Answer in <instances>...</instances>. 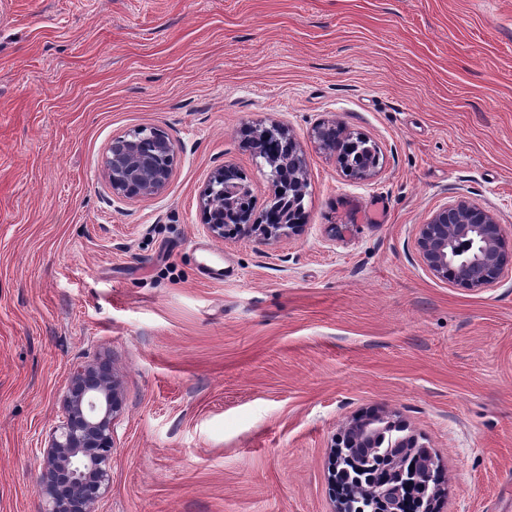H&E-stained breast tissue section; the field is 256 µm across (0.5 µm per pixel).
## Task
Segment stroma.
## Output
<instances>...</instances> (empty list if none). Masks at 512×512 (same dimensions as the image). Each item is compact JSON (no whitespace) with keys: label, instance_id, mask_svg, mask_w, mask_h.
I'll use <instances>...</instances> for the list:
<instances>
[{"label":"stroma","instance_id":"stroma-1","mask_svg":"<svg viewBox=\"0 0 512 512\" xmlns=\"http://www.w3.org/2000/svg\"><path fill=\"white\" fill-rule=\"evenodd\" d=\"M271 124L303 227L215 239L216 169L254 215L273 194ZM136 128L176 155L126 199L103 159ZM461 200L512 231V0H0V512H42L39 449L98 358L124 393L98 512H334L331 448L375 407L429 448L437 512H512V265L469 290L414 246ZM256 135H261L267 138H275L278 139L279 137H284L288 139V141H292V138L288 134V130L284 127L278 126V125H272L270 127H263L259 128L255 131ZM288 141H285L283 139L281 140H273L269 139L264 143L259 144L257 148V152H259L261 155H267L269 153L276 154L279 153L282 156H286L290 152V145L288 144ZM289 141V142H290ZM352 148L345 150L340 158L341 164L346 172L350 175H355L357 172L366 168L375 167L378 162L376 151L373 147H369L367 141L362 138L349 139ZM372 170L366 169L360 172V178L370 176Z\"/></svg>","mask_w":512,"mask_h":512}]
</instances>
